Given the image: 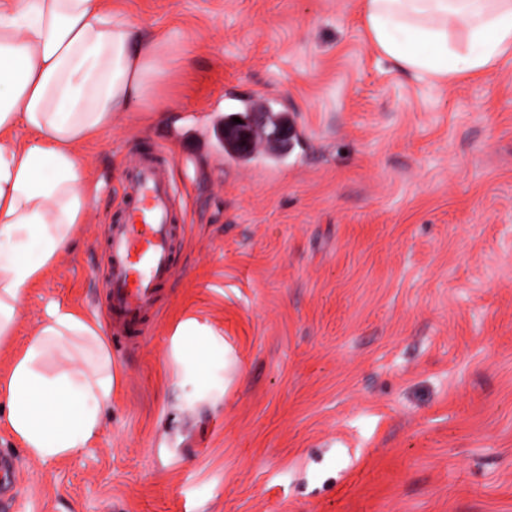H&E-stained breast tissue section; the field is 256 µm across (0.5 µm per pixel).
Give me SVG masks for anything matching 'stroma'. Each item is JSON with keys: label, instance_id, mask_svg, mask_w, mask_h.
Returning a JSON list of instances; mask_svg holds the SVG:
<instances>
[{"label": "stroma", "instance_id": "1", "mask_svg": "<svg viewBox=\"0 0 512 512\" xmlns=\"http://www.w3.org/2000/svg\"><path fill=\"white\" fill-rule=\"evenodd\" d=\"M103 6L174 34L166 115L118 113L81 146L97 198L27 288L0 377L49 302L109 334L104 236L147 144L185 232L88 447L36 460L0 424V512H512V55L434 87L378 53L360 0ZM250 92L306 142L225 157ZM190 315L237 360L211 369L215 405L170 358Z\"/></svg>", "mask_w": 512, "mask_h": 512}]
</instances>
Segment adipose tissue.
Returning <instances> with one entry per match:
<instances>
[{"label":"adipose tissue","instance_id":"1","mask_svg":"<svg viewBox=\"0 0 512 512\" xmlns=\"http://www.w3.org/2000/svg\"><path fill=\"white\" fill-rule=\"evenodd\" d=\"M363 21L380 54L433 85L512 53V0H363ZM452 25L466 32V49L451 44ZM167 43L102 0H0V340L13 335L26 289L70 246L96 196L80 146L115 113L153 111ZM79 343L90 359L71 358L53 375L39 370L55 350ZM171 356L196 399L214 359L233 364L223 338L194 318L176 326ZM113 383L97 325L49 304L0 379L1 421L32 458L77 452L95 436Z\"/></svg>","mask_w":512,"mask_h":512}]
</instances>
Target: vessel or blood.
<instances>
[{"label":"vessel or blood","mask_w":512,"mask_h":512,"mask_svg":"<svg viewBox=\"0 0 512 512\" xmlns=\"http://www.w3.org/2000/svg\"><path fill=\"white\" fill-rule=\"evenodd\" d=\"M156 145L141 149L126 172L120 215L105 240L106 309L121 341L149 335L163 289L175 272L178 190Z\"/></svg>","instance_id":"1"}]
</instances>
